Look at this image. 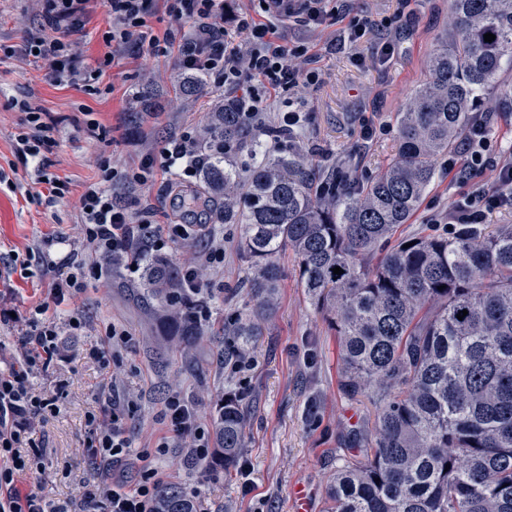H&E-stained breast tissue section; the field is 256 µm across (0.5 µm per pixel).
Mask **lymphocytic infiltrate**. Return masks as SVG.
Wrapping results in <instances>:
<instances>
[{"instance_id":"f902f5d3","label":"lymphocytic infiltrate","mask_w":512,"mask_h":512,"mask_svg":"<svg viewBox=\"0 0 512 512\" xmlns=\"http://www.w3.org/2000/svg\"><path fill=\"white\" fill-rule=\"evenodd\" d=\"M40 2L43 23L37 33L26 37L24 51L44 62L54 83L77 86L92 95L96 89L91 79L97 69L110 65L117 50L127 43L137 42L147 54L174 48L183 68L204 73L215 87L241 93L246 115L255 123L262 119L267 91L290 95L299 84L312 85L319 79L318 69L296 67L295 61L305 57V49L276 39L268 18L315 27L330 16L346 17L356 37L368 26L367 19L351 17L344 2L264 0L263 20L240 16L231 32L224 27V0H164L172 23L158 36L146 25L152 0ZM99 6L108 25L104 34L108 51L89 66L80 61L70 34ZM187 22L192 23V31H184ZM19 108L26 120L15 139V154L22 163L33 164L34 183L48 184L51 197H64L69 191L66 182L50 175L43 160L44 152L55 144L53 121L34 102L21 101ZM490 120L489 114H482L470 127L463 142L464 163L452 158L447 161L461 191L448 206L446 224H481L491 211L512 208V155L496 151ZM196 144L195 134H183L162 151L159 161H148L143 172L135 173V180L156 173L174 179L194 176ZM487 171L492 174L490 181L480 183V176ZM118 176L114 170L86 184L78 200L83 221L75 227V240L93 251L95 264L88 268L79 264L73 250L56 255L59 239L52 235L46 238L38 259L42 274L50 280L45 300L18 315L11 302L12 288L0 289V324L21 330L16 348L0 344V512H157L162 478L155 457L165 455L175 443L184 444L197 460L209 455L211 437L203 416L179 392H171L163 402L159 416L162 433L150 451L135 448L129 434L126 415L131 401L111 397L100 412L88 415L84 443L86 465L107 474L108 482L84 491L76 505L48 499L39 489L18 483L20 473L31 468L29 449L37 426L56 409L54 398L37 391L33 379L62 356L64 340L56 322L59 309L86 292L88 279H101L112 260L135 249L146 254L161 251L180 236L179 225L136 219L129 204L114 198L112 182Z\"/></svg>"}]
</instances>
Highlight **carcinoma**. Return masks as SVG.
Listing matches in <instances>:
<instances>
[{
	"mask_svg": "<svg viewBox=\"0 0 512 512\" xmlns=\"http://www.w3.org/2000/svg\"><path fill=\"white\" fill-rule=\"evenodd\" d=\"M427 68L398 117L395 156L367 181L340 165L316 168L292 143L262 148L235 98L214 99L203 116L194 194L207 217L242 225L250 290L261 299L255 317L274 309L283 277L275 257L292 252L299 286L336 333L342 392L376 409L364 459L336 467L328 512H512V224L396 236L435 160L512 68V0H448V34ZM205 82L189 74L180 91L191 97ZM243 148L253 159L246 171L234 158ZM145 285L173 298L182 280L155 261ZM202 305L186 297L168 314L188 349L203 335L192 318ZM246 415L244 395L224 397L215 456L226 469L244 447ZM158 512L192 510L180 488L163 486Z\"/></svg>",
	"mask_w": 512,
	"mask_h": 512,
	"instance_id": "1",
	"label": "carcinoma"
}]
</instances>
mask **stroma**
I'll return each mask as SVG.
<instances>
[{"label": "stroma", "mask_w": 512, "mask_h": 512, "mask_svg": "<svg viewBox=\"0 0 512 512\" xmlns=\"http://www.w3.org/2000/svg\"><path fill=\"white\" fill-rule=\"evenodd\" d=\"M352 5L355 14L375 25L345 45L339 42L343 22L316 29L277 22L282 40L304 45L320 80L300 87L290 105L268 94L263 118L273 126L281 112L298 111V144L312 161L324 167L341 163L357 175L373 176L396 152L397 115L428 75V56L448 29V0H413L410 15L401 21L395 53L383 62L376 24L396 13L398 0H352ZM41 23L38 0H0V172L8 176L0 182V253L22 258L36 252L46 236L72 234L81 221L77 198L86 182L112 168L139 171L171 140L198 130L211 101L205 93L193 98L179 93L184 70L177 52L143 58L132 45L97 73L96 95L55 85L40 61L3 52L7 46L21 47L25 34ZM27 98L58 123V145L47 156V170L68 181L69 192L51 205L43 199L47 185H40L38 199L26 195L31 179L14 153L24 120L17 103ZM90 118L97 123L92 135L86 131ZM368 121L379 126L370 140L362 136ZM458 190L451 175L437 171L419 210L401 225L400 236L447 233L442 219ZM112 192L150 211L152 223L174 220L173 189L161 178L117 181ZM210 230L224 241V265L207 272L213 284L210 316L202 323L204 340L191 352L176 346L174 330L161 315L160 302L144 288L143 276L90 281L79 309L87 321L84 332L66 337L64 360L53 361L34 380L37 389L56 397L59 413L47 417L36 432L39 467L20 474L22 484L65 501L98 483V475L83 462L82 443L87 415L98 412L110 392L137 398L127 425L135 444L144 447L160 430L157 414L169 392L198 405L213 430L225 392L242 389L250 407L240 453L246 468L227 470L216 461L191 469L183 449L175 448L157 463L164 482L184 488L198 512H297L293 494L299 488L308 512H325L337 465L363 456L353 434H371L375 408L367 398L352 399L339 390L335 332L298 288L299 266L289 252L278 258L284 278L272 315L260 323L257 335L243 339L246 367L236 372L224 368V327L248 318L256 298L248 284L251 267L240 251L241 226L214 224ZM0 280L12 285L13 304L22 312L48 292V281L34 264L25 271L0 265ZM112 323L131 336L116 357L122 372L113 390L106 371L84 356Z\"/></svg>", "instance_id": "stroma-1"}]
</instances>
